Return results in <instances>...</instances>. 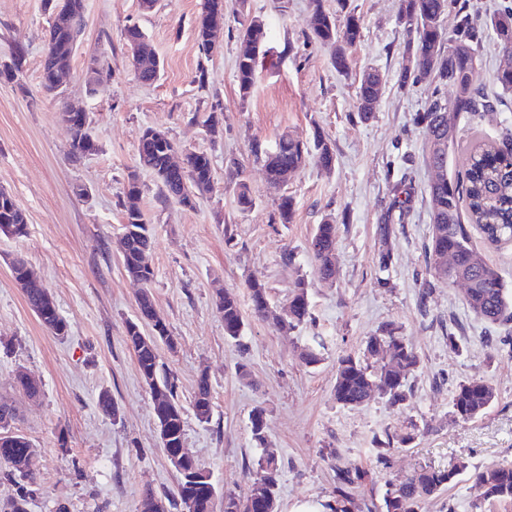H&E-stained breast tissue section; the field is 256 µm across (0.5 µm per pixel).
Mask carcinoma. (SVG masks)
I'll use <instances>...</instances> for the list:
<instances>
[{
  "instance_id": "carcinoma-1",
  "label": "carcinoma",
  "mask_w": 512,
  "mask_h": 512,
  "mask_svg": "<svg viewBox=\"0 0 512 512\" xmlns=\"http://www.w3.org/2000/svg\"><path fill=\"white\" fill-rule=\"evenodd\" d=\"M450 0H402L400 20L414 33L408 43L406 58L413 59L412 66H403L400 82L431 79L440 85L456 88L454 99L437 97L419 115L427 143L444 141V149L427 152L429 166L445 168L448 165V148L454 140L448 139V128H458V119L463 113L485 112L493 103L473 84V74L479 49L483 44L484 28L490 26L497 35V44L512 46V36L502 37L499 21L512 19V8L497 13L479 22L476 15L458 8V21L452 33H446L439 18L444 14ZM84 0H74L69 13H51V24L47 39V50L42 65L41 86L47 93H54L50 76L57 66L71 69L83 29ZM200 15L207 19H224V0H201ZM308 28L311 38L320 45L335 47L331 64L338 73L348 70V51L361 38L360 18L347 17L343 27L327 14L321 0H310ZM127 44L141 54L139 80L145 84L155 83L162 70L148 38L141 29L133 25L124 33ZM240 52L236 61V81L241 101L252 93L256 80L257 59L269 40L265 22H246L239 34ZM383 86V76L377 71L366 72L358 86V112L368 120L376 111ZM60 119L69 124L72 134L73 156L79 159L97 150V144L84 112L60 111ZM154 128H145L137 146V168L127 174L122 207L124 210L123 238L127 252L122 255L124 270L129 277L152 283V233L140 207L141 187L138 169L151 171L167 197L176 199L181 205L195 208L199 199L214 189L211 159L208 154L195 150H183V166H172L168 154L174 143L167 137L152 135ZM254 152L263 163L268 183L274 188L288 180V174L312 160L322 169L334 166L335 155L331 144L321 134H316L313 143L306 144L283 134L275 146L263 149L256 146ZM234 194L240 211L252 208L254 200L248 184L240 179L239 171L231 173ZM467 201L468 219H463L461 202ZM429 204L432 215L431 234L425 246L429 268L435 277L448 284L462 278L467 283L465 301L470 310L489 324L512 321V292L505 287L498 269L478 258L473 244L472 229L477 228L484 239L492 245L512 241V131L502 132L501 143H483L469 155L464 174L444 178L429 188ZM26 226V216L9 193L0 190V235L10 232L21 237ZM336 225L323 221L316 226L310 241L315 260V271L321 279L336 276ZM453 259V268L442 272L437 266L440 255ZM14 281L21 286L26 302L40 323L56 336L68 333L66 320L57 315L54 302L43 298L41 289L29 288L25 278L32 275L26 261L17 258L12 262ZM252 309L260 317L270 315L265 286L257 281L249 284ZM215 308L224 321V335L237 340L244 328L238 298L235 292L219 290L214 300ZM136 319L126 322V336L134 352L141 377L151 380L150 393L159 392L167 398L166 411L171 425L167 441L163 444L166 453L184 447V407L177 394L175 377L160 364L158 343L174 348L164 319L158 312L153 295H143L137 300ZM310 317L308 285L303 278L295 284V293L288 307L286 318L275 317L278 322H287L295 327ZM417 364V356L400 336L399 328L387 324L378 333L367 338L361 357L344 355L338 360L334 398L347 408L365 403L374 393H379L392 405L406 400L405 377ZM495 400V389L484 380H467L458 384L452 401V413L462 420H471L482 415ZM193 413L201 423L209 422L212 415L210 386L206 375L198 378L191 402ZM13 410L0 404V466L8 474L17 475L24 483L17 484L11 500V512H27L26 506L36 485L30 471L32 443L21 433L10 429ZM253 440L259 445L265 441V412L256 408L250 415ZM467 469L460 464L450 470L422 468L389 484L384 496L385 512H416L418 501L431 496L448 485L457 474ZM281 467L273 455L259 457L248 470L249 492L244 497L224 495V512H273L268 498L277 497ZM365 472L336 467V495L327 504L329 512H348L351 489L362 481ZM476 484L484 489L488 499L512 500V464H492L477 468L472 474ZM177 495L180 504L185 498L194 499L197 512H210L215 495L204 483H192L184 475L178 476Z\"/></svg>"
}]
</instances>
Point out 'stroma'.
I'll return each mask as SVG.
<instances>
[{
  "label": "stroma",
  "instance_id": "1",
  "mask_svg": "<svg viewBox=\"0 0 512 512\" xmlns=\"http://www.w3.org/2000/svg\"><path fill=\"white\" fill-rule=\"evenodd\" d=\"M200 4L160 0L146 13L139 0H86L71 83L52 97L41 89L50 22L44 0H0V188L27 218L24 236H0V403L14 408L12 430L33 444L37 486L27 512H140L146 490L161 498L177 493L150 390L125 340L139 286L121 261L120 202L149 126L179 148L206 152L216 184L190 209L166 198L152 173L139 172L140 205L154 235L151 291L176 340L175 348L160 346L159 357L187 408L184 446L218 491L213 512H224V494H246L247 467L265 452L282 467L277 512L302 504L321 512L334 497L339 465L366 472L352 491L350 512H383L388 481L462 463L467 472L422 498L417 512H512V501L485 500L470 475L474 467L512 463V323L489 325L467 306L464 284L447 286L428 271V188L437 172L425 161L416 115L435 96L454 98L455 90L428 80L400 86L409 39L399 21L401 0H323L337 23L351 14L362 22L343 75L333 69L330 49L308 37L309 0H248V14L265 20L270 42L245 102L236 82L243 20L237 0H224L219 48L208 56L195 34ZM132 25L164 63L154 84L133 73L124 39ZM19 48L24 58L17 69ZM94 57L110 76L91 89L85 73ZM202 68L203 86L196 81ZM371 68L386 81L365 121L357 87ZM67 104L85 109L96 138V151L79 159L59 117ZM213 108L223 125L215 140L202 125ZM459 127L461 137L448 152L450 176L462 170L472 146L499 141L512 128V93L494 111L463 115ZM283 133L303 142L322 134L334 149V168L310 162L283 190L270 188L251 146L272 147ZM233 163L252 191L254 205L246 212L226 186ZM283 194L295 203L288 224L275 221ZM327 219L336 226L338 272L321 280L309 243ZM288 251L295 257L290 266L282 261ZM17 257L48 289L68 323L67 336L52 334L28 307L10 271ZM300 277L309 283L307 322L282 328L254 316L250 282L265 284L279 313ZM219 288L239 296L245 324L239 341L224 337L213 305ZM386 324L399 327L419 359L406 378V401L393 406L376 394L361 406H340L333 391L339 358L362 355L367 336ZM307 349L317 363H305ZM22 370L38 379L39 397L18 386ZM203 374L213 407L206 424L188 409ZM474 378L491 383L496 398L479 418L455 419V389ZM104 391L116 416L98 405ZM257 407L266 411L261 448L249 421ZM409 432L414 441L401 443ZM382 451L384 468L377 464Z\"/></svg>",
  "mask_w": 512,
  "mask_h": 512
}]
</instances>
